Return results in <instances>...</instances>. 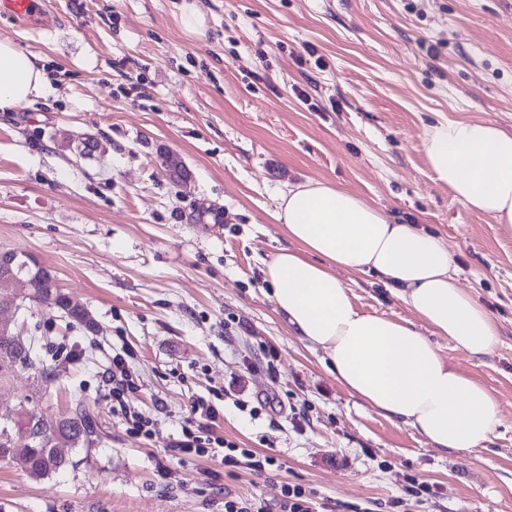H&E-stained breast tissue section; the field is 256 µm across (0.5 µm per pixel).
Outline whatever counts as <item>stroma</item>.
<instances>
[{
    "mask_svg": "<svg viewBox=\"0 0 512 512\" xmlns=\"http://www.w3.org/2000/svg\"><path fill=\"white\" fill-rule=\"evenodd\" d=\"M182 2L42 0L25 23L0 2V37L49 70L42 93L0 112V250L35 257L94 322L0 312L40 358L0 371V417L23 406L51 422L78 396L101 434L51 476L1 460L0 512H224L228 498L278 512L287 483L312 512H512V230L436 181L424 149L446 120L512 133V0H195L198 34ZM310 179L440 236L496 320L481 357L434 339L500 400L484 446L435 449L350 395L276 308L263 269L291 244L278 198ZM339 278L360 311L412 319L376 275ZM116 353L151 435L112 400ZM217 393L210 432L279 469L174 452L192 401Z\"/></svg>",
    "mask_w": 512,
    "mask_h": 512,
    "instance_id": "stroma-1",
    "label": "stroma"
}]
</instances>
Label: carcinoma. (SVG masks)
Instances as JSON below:
<instances>
[{
    "label": "carcinoma",
    "instance_id": "cac0c4a2",
    "mask_svg": "<svg viewBox=\"0 0 512 512\" xmlns=\"http://www.w3.org/2000/svg\"><path fill=\"white\" fill-rule=\"evenodd\" d=\"M18 259L8 266L0 263V308L14 304L18 292L15 282L23 280L22 301L53 305L63 310L75 323L89 327L93 324L88 311L72 304L61 292L55 277L34 257L29 265ZM37 358L35 344L0 327V370L6 365H30ZM98 439V424L94 413L82 402L73 404L70 412L49 425L32 411L21 410L0 423V459H8L21 469L38 476H51L67 467V460L56 448L69 445L87 447Z\"/></svg>",
    "mask_w": 512,
    "mask_h": 512
}]
</instances>
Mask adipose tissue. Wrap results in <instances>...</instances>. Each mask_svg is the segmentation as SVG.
<instances>
[{
	"mask_svg": "<svg viewBox=\"0 0 512 512\" xmlns=\"http://www.w3.org/2000/svg\"><path fill=\"white\" fill-rule=\"evenodd\" d=\"M47 78L38 55L0 39V112L27 103ZM428 164L470 210L512 224V134L482 120L424 131ZM275 218L291 247L268 262L277 307L302 341L323 351L337 380L386 418L439 450L483 446L500 424V401L439 353L445 336L474 356L490 353L499 329L460 288L447 246L413 224L333 185L309 180L280 195ZM373 272L414 313L398 321L359 311L337 270ZM424 322L431 335L417 329Z\"/></svg>",
	"mask_w": 512,
	"mask_h": 512,
	"instance_id": "ef3b65f1",
	"label": "adipose tissue"
}]
</instances>
